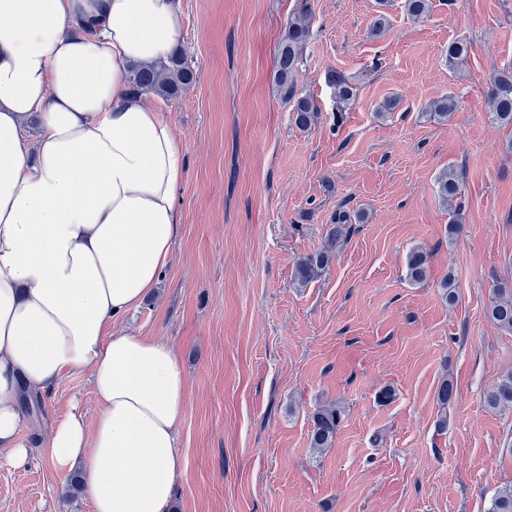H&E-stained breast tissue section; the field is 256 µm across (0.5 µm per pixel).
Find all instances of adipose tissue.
<instances>
[{"instance_id": "obj_1", "label": "adipose tissue", "mask_w": 512, "mask_h": 512, "mask_svg": "<svg viewBox=\"0 0 512 512\" xmlns=\"http://www.w3.org/2000/svg\"><path fill=\"white\" fill-rule=\"evenodd\" d=\"M180 41L181 0H0V449L25 467L24 393L87 373L94 430L71 408L41 452L93 512H171L185 477L175 351L111 331L169 263L184 169L128 73Z\"/></svg>"}]
</instances>
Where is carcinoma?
<instances>
[{
	"mask_svg": "<svg viewBox=\"0 0 512 512\" xmlns=\"http://www.w3.org/2000/svg\"><path fill=\"white\" fill-rule=\"evenodd\" d=\"M402 8L412 18L424 16L429 8V0H402ZM309 8L304 6L301 13L288 24V33L282 41L277 61V79L282 88L284 99L292 104V120L295 126L305 129L311 125L318 112L315 101L307 96L297 94L296 71L302 61L303 49L309 39L307 21ZM468 55V46L462 42L448 45L444 61L448 69L460 67ZM195 76L182 51L174 53L170 59L161 64L136 67L132 71L130 82L141 93H152L164 100H173L181 95L193 82ZM327 82L333 88L337 111L353 99L354 85L341 72H331ZM458 107L457 99L452 95H442L429 105L430 114L440 120L448 119ZM490 121L512 124V71L500 74L492 86L489 99ZM438 193L446 203L461 198V188L457 175L445 170L438 177ZM352 228L350 214L338 211L335 221L329 229L331 241L347 235ZM330 255L321 251L298 260L294 271V280L300 287L308 285L321 276L327 267ZM428 253L416 249L411 251L406 260L407 276L414 282L426 278ZM488 316L501 328L512 331V287L503 282L496 288V294L488 310ZM454 399V388L448 379H443L436 391V401L442 408H447ZM488 407H512V372L500 379L485 397ZM343 418L340 406L329 403L319 406L312 415L313 429L310 447L323 450L332 447L337 430ZM487 512H512V485L498 488L490 500Z\"/></svg>",
	"mask_w": 512,
	"mask_h": 512,
	"instance_id": "cac0c4a2",
	"label": "carcinoma"
}]
</instances>
